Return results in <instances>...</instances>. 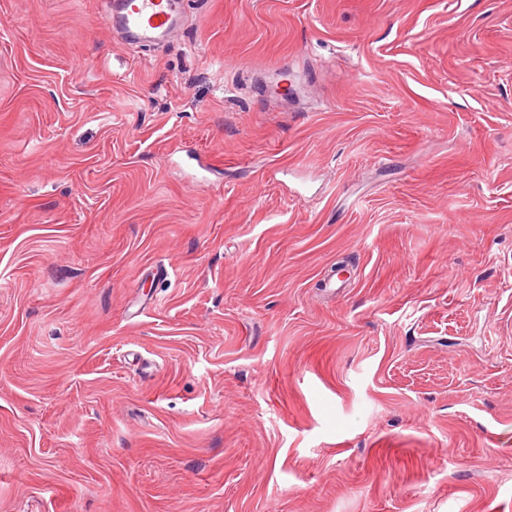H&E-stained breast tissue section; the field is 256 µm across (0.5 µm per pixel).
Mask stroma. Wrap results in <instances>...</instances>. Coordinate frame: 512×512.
Here are the masks:
<instances>
[{
    "instance_id": "obj_1",
    "label": "stroma",
    "mask_w": 512,
    "mask_h": 512,
    "mask_svg": "<svg viewBox=\"0 0 512 512\" xmlns=\"http://www.w3.org/2000/svg\"><path fill=\"white\" fill-rule=\"evenodd\" d=\"M0 0V512H512V0ZM176 0H113L114 11L106 20L112 25L115 15L132 39L149 38L160 32L169 33L176 19Z\"/></svg>"
}]
</instances>
